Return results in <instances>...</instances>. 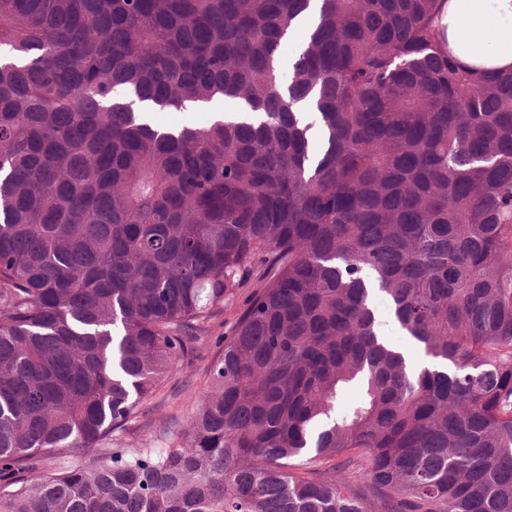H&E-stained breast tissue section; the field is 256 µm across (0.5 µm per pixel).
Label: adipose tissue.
Here are the masks:
<instances>
[{
    "label": "adipose tissue",
    "mask_w": 512,
    "mask_h": 512,
    "mask_svg": "<svg viewBox=\"0 0 512 512\" xmlns=\"http://www.w3.org/2000/svg\"><path fill=\"white\" fill-rule=\"evenodd\" d=\"M435 26L461 64L484 73L512 71V0H444Z\"/></svg>",
    "instance_id": "obj_1"
}]
</instances>
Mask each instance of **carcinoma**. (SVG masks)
I'll use <instances>...</instances> for the list:
<instances>
[{
	"label": "carcinoma",
	"instance_id": "carcinoma-1",
	"mask_svg": "<svg viewBox=\"0 0 512 512\" xmlns=\"http://www.w3.org/2000/svg\"><path fill=\"white\" fill-rule=\"evenodd\" d=\"M316 3L285 78L311 0H0V512H512V73ZM248 287L185 444L112 447ZM211 118L209 112H195L191 116L177 111H160L153 113V121L160 127H177L185 124L204 126ZM374 306L379 314V319L382 323L381 329L386 336V339L394 346V347H411L412 344L409 342L408 338L404 336V334L399 330L398 325L394 321L393 317L390 315V312L387 307V303L384 297L380 294H377L374 297Z\"/></svg>",
	"mask_w": 512,
	"mask_h": 512
}]
</instances>
